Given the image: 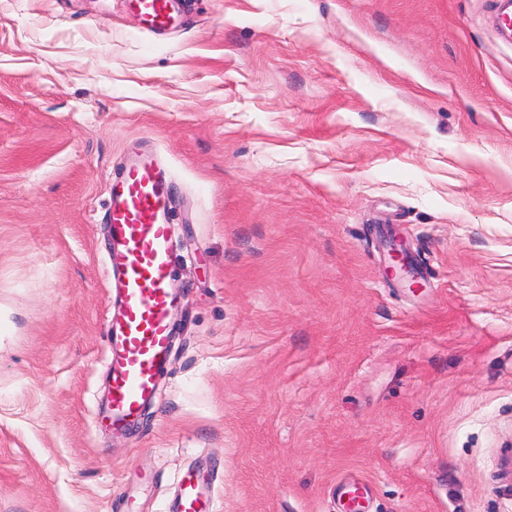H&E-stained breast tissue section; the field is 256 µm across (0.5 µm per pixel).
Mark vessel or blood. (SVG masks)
Returning <instances> with one entry per match:
<instances>
[{
	"label": "vessel or blood",
	"mask_w": 512,
	"mask_h": 512,
	"mask_svg": "<svg viewBox=\"0 0 512 512\" xmlns=\"http://www.w3.org/2000/svg\"><path fill=\"white\" fill-rule=\"evenodd\" d=\"M148 31L176 22L174 0H131ZM169 179L158 162L143 155L124 164L109 184L104 222L110 228L108 266L120 271L121 311L107 320V387L98 425L120 431L152 402L173 343L171 314L177 298L170 287L172 227ZM204 485L182 481L173 512H206Z\"/></svg>",
	"instance_id": "1"
}]
</instances>
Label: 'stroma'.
Here are the masks:
<instances>
[{
	"label": "stroma",
	"mask_w": 512,
	"mask_h": 512,
	"mask_svg": "<svg viewBox=\"0 0 512 512\" xmlns=\"http://www.w3.org/2000/svg\"><path fill=\"white\" fill-rule=\"evenodd\" d=\"M0 0V512H512V45L493 0ZM169 174L174 342L106 386L110 180ZM418 288L390 276L392 241ZM145 28L150 32H164L176 22L174 0H130ZM208 502L204 484L182 479L172 506L173 512H207Z\"/></svg>",
	"instance_id": "stroma-1"
}]
</instances>
